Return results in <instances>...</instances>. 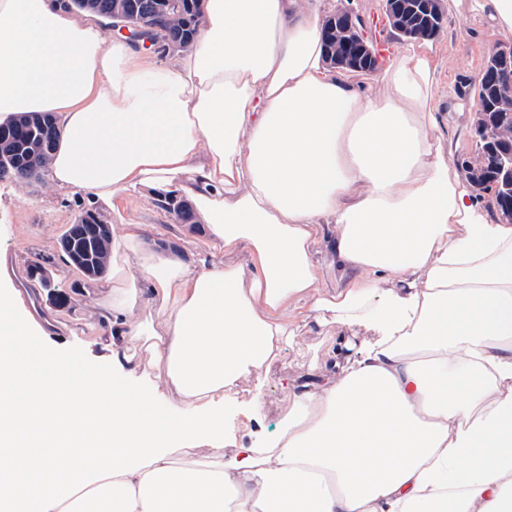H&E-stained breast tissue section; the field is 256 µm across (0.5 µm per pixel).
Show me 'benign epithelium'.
Listing matches in <instances>:
<instances>
[{"mask_svg": "<svg viewBox=\"0 0 512 512\" xmlns=\"http://www.w3.org/2000/svg\"><path fill=\"white\" fill-rule=\"evenodd\" d=\"M384 14L394 31L413 38H435L440 35L445 17L443 0H383ZM364 23L346 9H338L327 16L324 23L326 43L335 48L330 53L333 66L351 70H373L376 59L373 49L363 33ZM112 31L124 36L161 58L191 47L189 43H172L161 38L153 28L146 27L129 16L112 15ZM490 87L488 109L507 115L512 112V40L495 44L488 52L486 66L476 79L459 84V101H470L471 88ZM475 141L481 160L476 166L467 165L468 181L480 188L485 175L493 178L495 195L502 212V220L512 223V149L502 150L498 145V129L486 123L482 113H475ZM59 248L66 253L78 270L89 278L98 276L99 269L91 259V244L75 245L71 226H66L59 240Z\"/></svg>", "mask_w": 512, "mask_h": 512, "instance_id": "1", "label": "benign epithelium"}]
</instances>
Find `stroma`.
Listing matches in <instances>:
<instances>
[{"label":"stroma","instance_id":"1","mask_svg":"<svg viewBox=\"0 0 512 512\" xmlns=\"http://www.w3.org/2000/svg\"><path fill=\"white\" fill-rule=\"evenodd\" d=\"M329 4L346 7L366 20V35L380 53H387L392 47L395 37L387 29L382 0H329ZM444 11V30L433 41L438 55V96L443 102L448 99L449 88L455 87L460 78L481 72L495 42L486 22L472 10L471 0H444ZM444 120L455 163L464 167L474 154L472 110L458 107L446 114ZM88 211L114 227L121 223L144 225L147 246L171 245L189 259L195 257L204 236L200 225L180 223L173 213L136 194L114 198L111 207L106 208L80 193H58L47 182L0 180V255L10 256L16 270L13 277L0 276V287L17 290L18 308L27 310L36 305L49 318V325L33 324L30 332L45 352L106 373L110 367L100 358L96 345L102 330L95 326L89 310V294L95 284L71 267L59 249V237L65 226ZM37 261L44 263L52 287L70 296L69 305L49 304V289L29 275L30 265ZM291 318L299 329L297 336L277 360L240 388L239 400H257L258 407L232 419L236 441L263 446L288 410L289 385L313 380L330 352L345 347L357 349L371 339L361 327H318L313 313L305 308L295 310Z\"/></svg>","mask_w":512,"mask_h":512}]
</instances>
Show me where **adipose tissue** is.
<instances>
[{
  "label": "adipose tissue",
  "instance_id": "adipose-tissue-1",
  "mask_svg": "<svg viewBox=\"0 0 512 512\" xmlns=\"http://www.w3.org/2000/svg\"><path fill=\"white\" fill-rule=\"evenodd\" d=\"M200 9L196 46L160 62L63 0H0V122L56 119L52 185L189 196L220 247L187 261L121 225L91 295L106 375L31 356L0 293V512H512V224L457 170L431 48L365 88L324 58V0ZM301 306L374 339L291 388L265 447L225 456L226 392ZM152 368L178 417L154 413Z\"/></svg>",
  "mask_w": 512,
  "mask_h": 512
}]
</instances>
